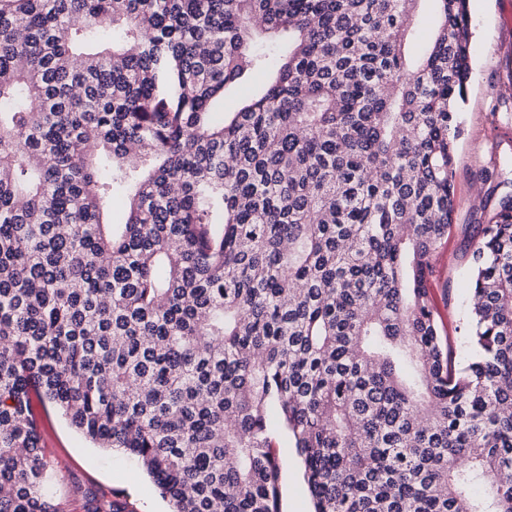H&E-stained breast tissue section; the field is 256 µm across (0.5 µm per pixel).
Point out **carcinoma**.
<instances>
[{
  "mask_svg": "<svg viewBox=\"0 0 512 512\" xmlns=\"http://www.w3.org/2000/svg\"><path fill=\"white\" fill-rule=\"evenodd\" d=\"M419 2L0 0V512H59L45 403L171 512H280L274 407L313 512H512V191L457 364L468 0L411 64Z\"/></svg>",
  "mask_w": 512,
  "mask_h": 512,
  "instance_id": "carcinoma-1",
  "label": "carcinoma"
}]
</instances>
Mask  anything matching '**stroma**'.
<instances>
[{
	"label": "stroma",
	"mask_w": 512,
	"mask_h": 512,
	"mask_svg": "<svg viewBox=\"0 0 512 512\" xmlns=\"http://www.w3.org/2000/svg\"><path fill=\"white\" fill-rule=\"evenodd\" d=\"M472 70L459 109L462 133L454 166L456 220L439 249L429 288L439 313L441 332L457 357L468 318L467 257L505 182L512 180V0H469ZM270 427L282 461L281 512H310L311 497L293 443L278 415ZM41 445L56 464L50 490L59 512H83V491L119 498L134 512H170L152 479L132 459L94 447L55 408L41 420Z\"/></svg>",
	"instance_id": "35a3bbf8"
}]
</instances>
